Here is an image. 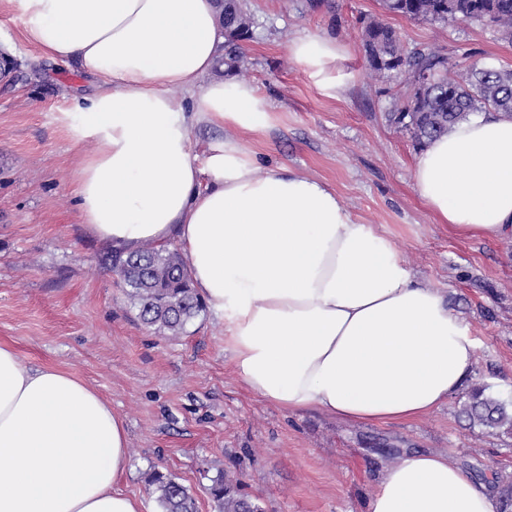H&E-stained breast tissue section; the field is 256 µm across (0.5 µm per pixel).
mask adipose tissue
<instances>
[{"mask_svg": "<svg viewBox=\"0 0 512 512\" xmlns=\"http://www.w3.org/2000/svg\"><path fill=\"white\" fill-rule=\"evenodd\" d=\"M7 2L27 40L102 82L70 126L94 145L75 171L85 224L125 252L180 243L245 388L286 412L387 424L439 409L463 386L477 350L470 324L334 189L259 171L236 138L194 154L199 125L260 134L272 122L254 86L213 76L219 0ZM289 51L325 95L339 93L335 40L311 34ZM414 179L449 230L512 239V119L473 113L424 147ZM127 445L98 392L0 344V512H142L119 487ZM501 508L444 455L416 452L384 470L366 512Z\"/></svg>", "mask_w": 512, "mask_h": 512, "instance_id": "adipose-tissue-1", "label": "adipose tissue"}]
</instances>
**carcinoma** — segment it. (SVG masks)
<instances>
[{"mask_svg": "<svg viewBox=\"0 0 512 512\" xmlns=\"http://www.w3.org/2000/svg\"><path fill=\"white\" fill-rule=\"evenodd\" d=\"M382 8L409 20L430 24L448 21L487 23L512 42V0H381ZM224 58L227 69L237 67L239 42L252 36V22L243 0H224ZM362 46L370 70L382 77L402 76L409 87L407 103L387 113V119L422 148L475 112H500L512 117V70L475 66L458 69L436 50L406 48L394 30L376 19L362 27ZM112 271L131 288L138 319L149 327L177 337L186 324L205 310L192 288L180 254L147 243L127 254L111 255ZM485 386L467 394L463 412L492 429L512 431V412L506 404L485 395ZM150 484L157 494L159 512H198L196 500L174 477L154 472ZM208 494L215 512H261L241 492V482L217 471Z\"/></svg>", "mask_w": 512, "mask_h": 512, "instance_id": "cac0c4a2", "label": "carcinoma"}]
</instances>
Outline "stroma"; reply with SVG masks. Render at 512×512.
I'll list each match as a JSON object with an SVG mask.
<instances>
[{"label": "stroma", "mask_w": 512, "mask_h": 512, "mask_svg": "<svg viewBox=\"0 0 512 512\" xmlns=\"http://www.w3.org/2000/svg\"><path fill=\"white\" fill-rule=\"evenodd\" d=\"M257 28L234 76L255 84L274 125L246 138L261 168L320 179L363 224L375 225L411 272L441 289L472 326L468 387L512 402V240L463 237L436 223L414 185L419 154L386 114L397 81L372 76L362 21L392 27L406 47L430 45L463 66L512 70V42L490 27L432 25L386 13L380 0H249ZM0 0V45L11 48L0 84V343L28 365L71 372L125 422L130 470L120 487L158 512L148 475L160 470L214 512L217 469L241 479L262 512H365L381 472L413 450L446 455L487 486L512 482V434L460 416L466 389L420 418L376 425L306 410L285 412L248 391L224 350V324L204 311L171 338L145 327L112 272L110 242L84 223L74 171L90 144L73 139L71 112L96 77L46 57L21 37ZM335 38L344 87L326 96L291 57L292 40Z\"/></svg>", "instance_id": "stroma-1"}]
</instances>
